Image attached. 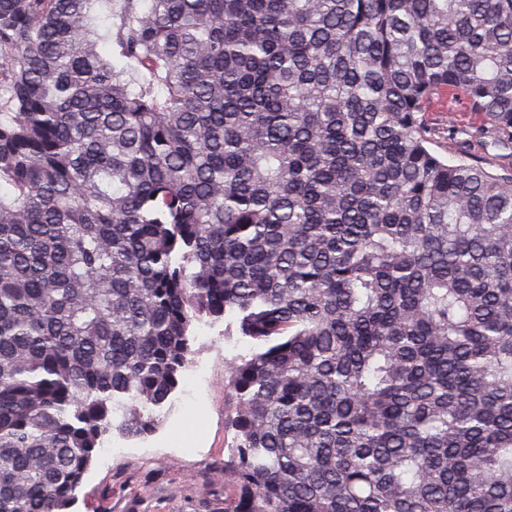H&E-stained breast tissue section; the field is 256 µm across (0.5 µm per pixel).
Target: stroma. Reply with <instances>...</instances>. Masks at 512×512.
Segmentation results:
<instances>
[{"instance_id":"stroma-1","label":"stroma","mask_w":512,"mask_h":512,"mask_svg":"<svg viewBox=\"0 0 512 512\" xmlns=\"http://www.w3.org/2000/svg\"><path fill=\"white\" fill-rule=\"evenodd\" d=\"M427 119L439 130L436 150L448 158L455 155L449 122L466 128L482 122L463 100L448 97L434 101ZM225 328L222 321L195 324L191 362L205 366V377L179 386L153 434L109 440L113 453L97 455L74 512H222L235 486L224 375L232 358L250 350L244 338L225 335Z\"/></svg>"}]
</instances>
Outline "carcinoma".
<instances>
[{
    "instance_id": "obj_1",
    "label": "carcinoma",
    "mask_w": 512,
    "mask_h": 512,
    "mask_svg": "<svg viewBox=\"0 0 512 512\" xmlns=\"http://www.w3.org/2000/svg\"><path fill=\"white\" fill-rule=\"evenodd\" d=\"M228 315L233 512H512V0H0V512ZM448 113L456 119L457 126L474 128L482 123V116L478 112H470L463 100L439 98L434 101L427 114L429 123L439 128L437 143L433 146L444 157L455 158L453 141L448 139Z\"/></svg>"
}]
</instances>
